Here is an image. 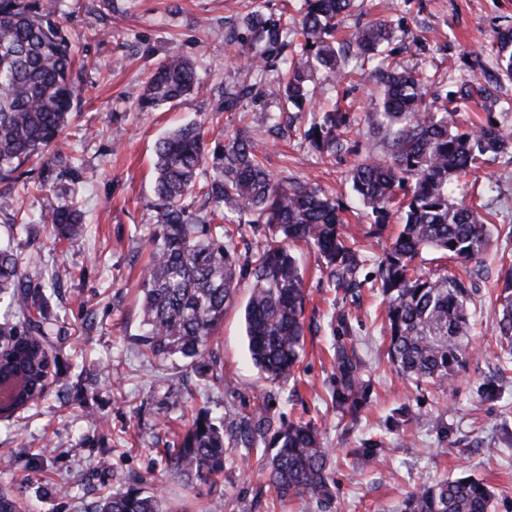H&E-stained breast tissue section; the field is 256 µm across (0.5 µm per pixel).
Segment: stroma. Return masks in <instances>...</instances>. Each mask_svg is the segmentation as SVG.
Here are the masks:
<instances>
[{
  "mask_svg": "<svg viewBox=\"0 0 512 512\" xmlns=\"http://www.w3.org/2000/svg\"><path fill=\"white\" fill-rule=\"evenodd\" d=\"M302 0H60L62 21L83 62L79 99L71 114L64 154L73 155L82 184L50 180L28 195L40 167L23 166L16 181L0 183V242L15 237L19 261L34 282L65 276L52 297L61 335L51 337L52 386L22 418L0 422V488L35 512H89L104 494L144 479L162 496V512H402L407 492L447 476H473L494 494L493 512H512V371L499 373L494 330L495 286L503 259H512V151L481 159L456 181L458 201L481 194L492 208L493 242L474 274L472 294L479 356L453 385L439 388L403 380L384 354L380 296L371 289L377 263L397 230L371 234L369 217L345 181L354 156L320 158L299 138H270L253 126L254 111L277 110L258 88L235 115L237 126L268 141L265 165L277 178L317 184L346 205L348 233L368 260L358 297L330 288L314 253L292 248L305 270V355L297 378L269 384L252 367L242 312L250 283L242 281L217 338L218 376L145 358L136 341L141 322L140 280L149 262L148 238L156 222L154 146L165 132L206 119L219 87L250 82L246 14L260 10L280 21L285 3ZM405 36L393 44L398 60L426 68L435 81H471L476 59L490 54L496 31L512 24V0H410L391 16ZM180 54L200 65L206 90L174 107L138 108L145 82L165 56ZM378 96L356 65L337 84H318L317 103L350 109V143L372 135L364 114ZM494 117L512 126V85L497 103H462L457 120L468 125ZM78 192L87 212L83 236L58 238L38 224L40 211ZM25 210L36 225L17 235L6 218ZM355 349L365 391L358 407L336 402L340 386L337 346ZM270 395L274 420L317 424L330 451L332 498L277 503L256 449L250 474L227 463L216 487L187 489L164 470V449L180 441L192 414L244 410ZM357 448L379 454L367 464Z\"/></svg>",
  "mask_w": 512,
  "mask_h": 512,
  "instance_id": "obj_1",
  "label": "stroma"
}]
</instances>
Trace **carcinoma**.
Listing matches in <instances>:
<instances>
[{
    "label": "carcinoma",
    "mask_w": 512,
    "mask_h": 512,
    "mask_svg": "<svg viewBox=\"0 0 512 512\" xmlns=\"http://www.w3.org/2000/svg\"><path fill=\"white\" fill-rule=\"evenodd\" d=\"M352 0H306L294 28L297 51L282 59L285 78L269 95L310 113L304 140L315 152L334 157L347 142L350 116L339 109H315L310 83L335 81L348 58L336 47ZM251 33V71L263 76L272 56L288 43V23L268 24L258 11L245 20ZM395 29L386 19L351 27L360 69L380 88L378 103L364 115L372 134L387 140L388 152L369 145L354 151L348 178L375 231L393 216L399 228L379 263L373 288L385 305L387 358L404 378L450 387L477 351L471 343L472 289L447 269L422 273L415 261L437 253L461 265L476 263L492 243L486 204L451 199L449 185L471 172L480 157L512 148V132L487 119L459 128L458 103L478 94L480 84L463 83L426 99L429 78L401 66L388 50ZM486 82L512 81V26L496 31ZM75 55L55 0H0V182L37 158L46 175L32 183L42 192L53 175L79 179L67 156L56 150L78 94ZM200 89L198 66L169 55L151 73L140 107L175 105ZM242 84L224 91L213 117L234 112L251 94ZM156 230L141 281L142 332L146 354L188 366L215 367L213 338L236 299L239 278L252 277L244 306L248 353L262 378L288 380L303 350L307 295L304 272L290 246L303 242L325 265L332 286L346 294L362 286L366 262L344 233L343 203L317 187L275 179L266 169L262 146L241 131L208 141L203 126L185 124L159 138L154 150ZM198 194L212 204L204 217L184 205ZM248 214L265 242L240 253L239 226L228 214ZM85 213L65 198L42 212L38 223L72 239L83 232ZM496 345L512 363V265L504 273L494 308ZM58 316L44 289L21 266L14 247H0V344L8 352L0 370L21 369L33 398L48 366L45 343L59 334ZM341 369L338 401L356 404L363 391L355 375L356 351L336 349ZM271 450L265 462L268 485L280 497L321 499L330 495V462L311 421L274 422L262 402L247 412L228 410L219 418L200 410L182 441L167 449L168 470L193 489L224 472L235 448ZM490 486L470 476L446 477L414 489L403 512H490ZM161 495L132 484L96 501L92 512H161Z\"/></svg>",
    "instance_id": "cac0c4a2"
}]
</instances>
